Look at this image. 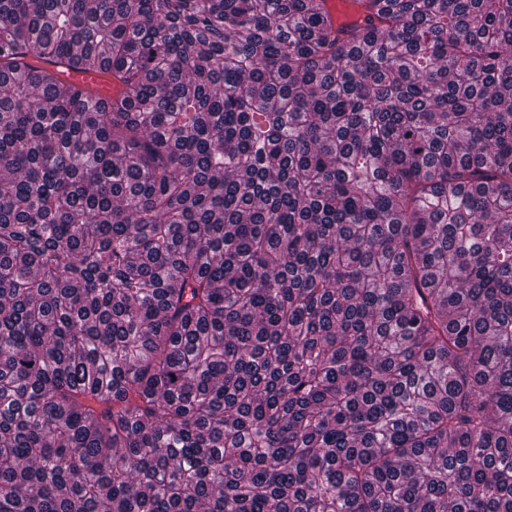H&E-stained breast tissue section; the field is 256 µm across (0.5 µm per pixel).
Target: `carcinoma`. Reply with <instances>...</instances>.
Here are the masks:
<instances>
[{
    "label": "carcinoma",
    "mask_w": 512,
    "mask_h": 512,
    "mask_svg": "<svg viewBox=\"0 0 512 512\" xmlns=\"http://www.w3.org/2000/svg\"><path fill=\"white\" fill-rule=\"evenodd\" d=\"M366 8L0 0V512H512V0ZM62 85L69 88H86L99 94L102 98L112 97V80L98 68L86 69L80 73L61 74Z\"/></svg>",
    "instance_id": "cac0c4a2"
}]
</instances>
